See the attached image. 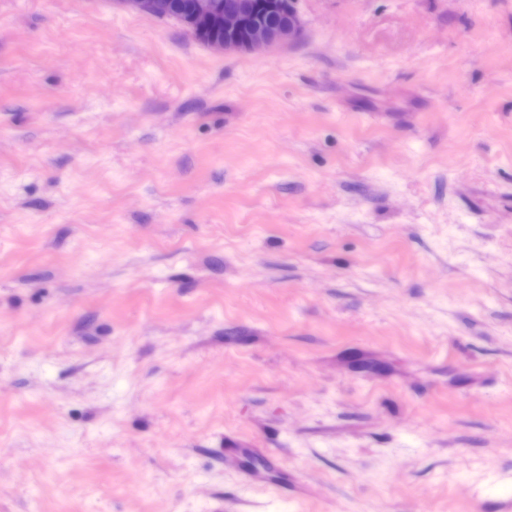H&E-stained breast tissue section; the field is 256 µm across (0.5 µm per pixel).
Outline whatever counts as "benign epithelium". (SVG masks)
Here are the masks:
<instances>
[{"instance_id": "7a95c632", "label": "benign epithelium", "mask_w": 512, "mask_h": 512, "mask_svg": "<svg viewBox=\"0 0 512 512\" xmlns=\"http://www.w3.org/2000/svg\"><path fill=\"white\" fill-rule=\"evenodd\" d=\"M132 9L178 22L215 51L259 53L300 39L297 0H124Z\"/></svg>"}]
</instances>
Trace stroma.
I'll use <instances>...</instances> for the list:
<instances>
[{
    "mask_svg": "<svg viewBox=\"0 0 512 512\" xmlns=\"http://www.w3.org/2000/svg\"><path fill=\"white\" fill-rule=\"evenodd\" d=\"M297 6L0 0V512H512V0ZM132 9L178 22L195 40L215 51L259 53L300 39L297 0H124ZM284 17L272 25L267 17Z\"/></svg>",
    "mask_w": 512,
    "mask_h": 512,
    "instance_id": "stroma-1",
    "label": "stroma"
}]
</instances>
